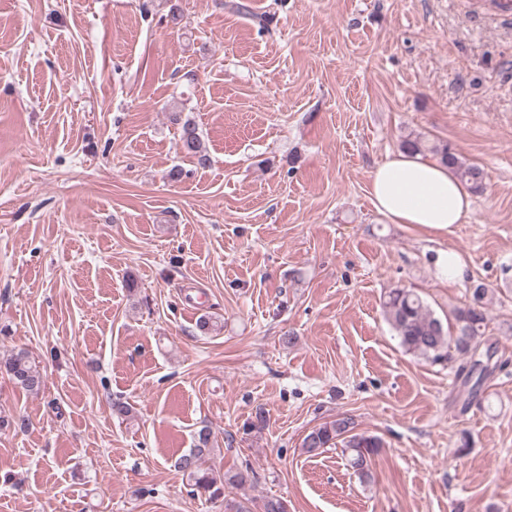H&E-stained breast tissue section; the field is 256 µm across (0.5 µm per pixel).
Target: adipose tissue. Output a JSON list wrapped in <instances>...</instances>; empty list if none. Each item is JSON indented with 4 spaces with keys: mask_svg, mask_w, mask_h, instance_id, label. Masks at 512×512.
I'll return each mask as SVG.
<instances>
[{
    "mask_svg": "<svg viewBox=\"0 0 512 512\" xmlns=\"http://www.w3.org/2000/svg\"><path fill=\"white\" fill-rule=\"evenodd\" d=\"M369 197L391 223L445 235L466 223L473 204L468 186L451 167L404 150L388 154L372 170Z\"/></svg>",
    "mask_w": 512,
    "mask_h": 512,
    "instance_id": "adipose-tissue-1",
    "label": "adipose tissue"
}]
</instances>
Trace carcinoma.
Listing matches in <instances>:
<instances>
[{"mask_svg":"<svg viewBox=\"0 0 512 512\" xmlns=\"http://www.w3.org/2000/svg\"><path fill=\"white\" fill-rule=\"evenodd\" d=\"M172 121L180 126L181 151L202 167L210 162L208 150L190 119L182 118L181 112H171ZM402 149L412 152H432L450 166L459 179L474 190L484 185L485 172L475 164L464 163L449 147L430 146L421 137H407ZM488 289L478 284L471 291V302L453 313V322L446 325L434 315L427 302L410 288H394L388 292L382 307L385 319L396 332L400 345L409 354L430 364L459 361L457 377L463 385H471L469 394L477 393L483 380L488 377L484 369L476 367L475 359L481 339L485 333L487 313L484 299ZM0 372L20 388L37 391L42 386V377L35 361L28 352L19 350L0 362ZM342 447L350 466L360 481L371 480V461L382 447L379 437L356 431L354 419L349 415H338L312 428L302 440L301 450L309 456L322 454L327 448ZM213 451L212 432L203 427L196 432L194 448L179 457L177 468L187 475L192 496H205L219 500L225 496L226 488L242 487L249 474L238 471L218 479L207 467Z\"/></svg>","mask_w":512,"mask_h":512,"instance_id":"cac0c4a2","label":"carcinoma"}]
</instances>
